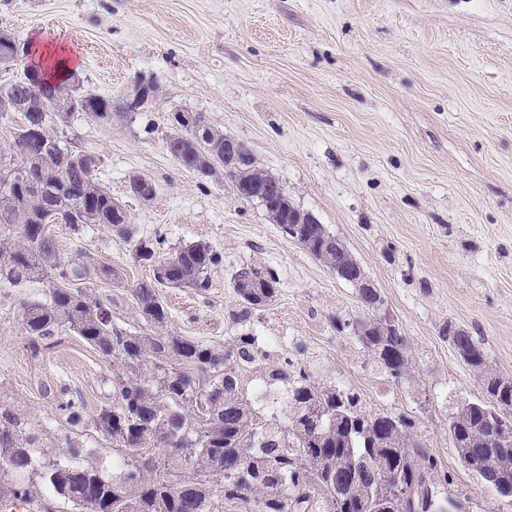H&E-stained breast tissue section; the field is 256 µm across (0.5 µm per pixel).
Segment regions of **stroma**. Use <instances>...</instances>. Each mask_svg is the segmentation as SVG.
<instances>
[{"label": "stroma", "mask_w": 512, "mask_h": 512, "mask_svg": "<svg viewBox=\"0 0 512 512\" xmlns=\"http://www.w3.org/2000/svg\"><path fill=\"white\" fill-rule=\"evenodd\" d=\"M1 31L30 52L0 66V83L35 65L34 48L62 45L77 94L158 87L136 111L78 113L58 128L98 157L94 176L133 237L106 224L50 232L61 258L114 270L91 289L116 299L122 323L136 324L131 290L152 276L134 241L161 238L170 253L205 243L223 258L208 290L158 289L168 332L219 349L245 331L287 332L273 366L310 363L366 411L406 415L470 512H512L453 448L449 410L483 390L442 334L449 323L468 331L512 377V0H0ZM176 112L202 113L241 142L347 245L408 340L411 380L372 369L351 328L364 316L351 284L229 180L169 155ZM134 177L152 183L153 201L130 194ZM247 264L276 270L280 292L240 326L232 276ZM45 291L0 287V392L38 433L39 461L70 462L73 441L111 475V440L71 427L59 405L81 399L93 417L112 401V366L73 335L32 344L21 306Z\"/></svg>", "instance_id": "obj_1"}]
</instances>
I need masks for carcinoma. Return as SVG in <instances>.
Instances as JSON below:
<instances>
[{
    "label": "carcinoma",
    "mask_w": 512,
    "mask_h": 512,
    "mask_svg": "<svg viewBox=\"0 0 512 512\" xmlns=\"http://www.w3.org/2000/svg\"><path fill=\"white\" fill-rule=\"evenodd\" d=\"M72 75L35 89L28 79L0 84V98L20 104L22 123L11 131V155L0 157V283L13 286L34 279L47 283L45 299L26 302L21 318L27 335L51 339L70 332L116 365L112 404L99 409L93 427L112 440L122 470L106 478L92 463L43 467L42 479L76 512H212L220 491L228 500L254 502L256 512H469V499L450 489L452 481L417 439L412 423L388 412L368 413L360 396L334 384L311 379L304 364H261L254 337L232 336L214 349L171 333L147 334L115 321L107 305L89 293L92 273L83 264L60 257L55 240L38 232L42 224H108L130 236L124 212L94 175L77 166L79 151L59 137L55 125L69 113ZM84 110L109 120L126 111L110 97H86ZM179 164L207 174L224 173V132L209 138L185 134L172 116ZM67 174L68 190L58 185ZM300 245L332 269L354 265L347 247L322 224H305ZM162 242L139 240L137 262L172 263L163 280L137 284L131 296L146 325L161 329L168 311L157 286L205 290L221 258L203 243L164 256ZM277 272L246 266L234 278L241 308L237 319L270 305L279 293ZM365 315L375 316L383 298L376 288L357 289ZM373 358V368L395 380L410 376L407 338L400 329L387 336L373 326L358 337ZM465 363L483 386L482 399L461 417L452 416L449 434L461 464L476 470L496 455L497 468L483 476L494 492L512 487V382L490 365L482 342L460 331ZM282 389L283 412L268 414L249 394L254 372ZM38 436L21 414L0 399V503L37 512V496L21 478L36 467Z\"/></svg>",
    "instance_id": "cac0c4a2"
}]
</instances>
